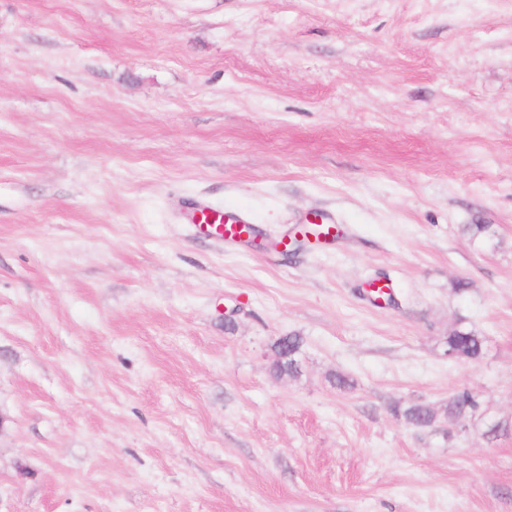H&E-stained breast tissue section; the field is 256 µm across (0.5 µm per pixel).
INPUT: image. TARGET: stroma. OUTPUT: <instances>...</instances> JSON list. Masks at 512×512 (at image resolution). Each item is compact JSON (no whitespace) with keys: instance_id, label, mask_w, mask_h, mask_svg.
Here are the masks:
<instances>
[{"instance_id":"stroma-1","label":"stroma","mask_w":512,"mask_h":512,"mask_svg":"<svg viewBox=\"0 0 512 512\" xmlns=\"http://www.w3.org/2000/svg\"><path fill=\"white\" fill-rule=\"evenodd\" d=\"M0 512H512V0H0ZM193 208V222L205 224L212 236L224 242L247 235L248 225H251L244 214L215 210L205 202H196ZM446 345L448 350H457L465 360H477L483 352V336L473 330H458L448 336ZM302 340L294 334L279 339L273 346L277 359L274 369L279 374H296L299 370L298 354L301 351ZM476 405L473 396L468 392H460L453 396L444 412L448 424L455 423L460 416L473 410Z\"/></svg>"}]
</instances>
